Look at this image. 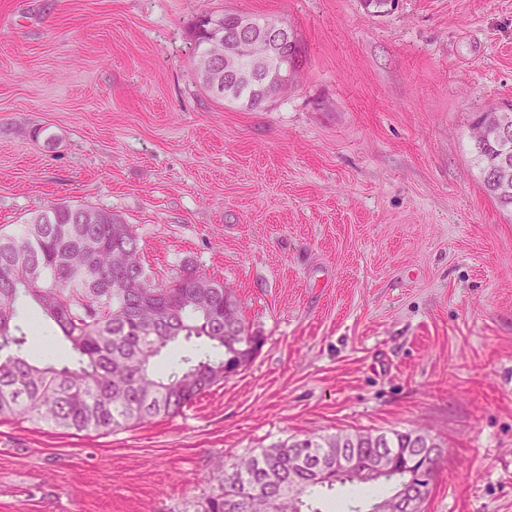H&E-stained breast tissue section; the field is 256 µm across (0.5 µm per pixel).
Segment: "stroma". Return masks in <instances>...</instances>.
Listing matches in <instances>:
<instances>
[{
  "label": "stroma",
  "instance_id": "35a3bbf8",
  "mask_svg": "<svg viewBox=\"0 0 512 512\" xmlns=\"http://www.w3.org/2000/svg\"><path fill=\"white\" fill-rule=\"evenodd\" d=\"M284 20L303 64L213 101L202 13ZM512 103V0H0V229L112 211L156 283L232 290L262 344L174 418L109 435L0 419V512H188L218 465L292 436L419 428L420 512H512V212L473 160ZM28 351L69 345L19 308Z\"/></svg>",
  "mask_w": 512,
  "mask_h": 512
}]
</instances>
